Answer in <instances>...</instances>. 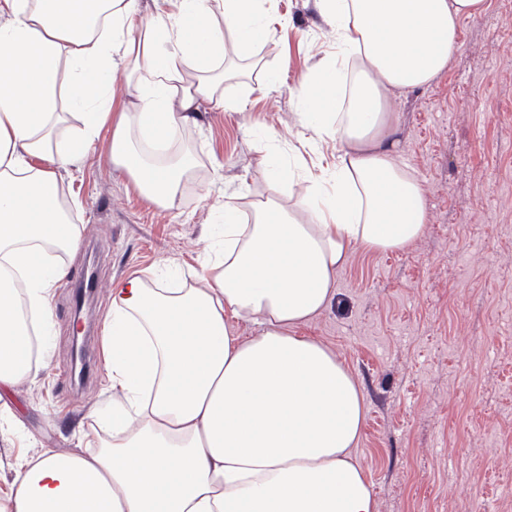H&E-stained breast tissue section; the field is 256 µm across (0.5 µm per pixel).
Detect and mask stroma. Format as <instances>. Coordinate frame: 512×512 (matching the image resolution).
Masks as SVG:
<instances>
[{"instance_id":"35a3bbf8","label":"stroma","mask_w":512,"mask_h":512,"mask_svg":"<svg viewBox=\"0 0 512 512\" xmlns=\"http://www.w3.org/2000/svg\"><path fill=\"white\" fill-rule=\"evenodd\" d=\"M465 20L447 71L427 88L394 94L400 149L420 179L430 214L406 249H357L336 276L331 305L296 328L331 348L366 398L356 448L377 512H486L512 506V0H489ZM279 18L257 47L260 65L224 84L240 111L202 103L178 129L194 172L175 203L146 197L110 158L103 130L77 161L60 168L64 199L81 241L58 255L68 270L52 300L50 351L33 380L0 397L11 427L0 432V501L18 459L46 448L81 447L94 410L112 401L97 327L111 288L135 273L197 266L224 193L283 195L261 182L268 153L294 164L331 162L303 150L296 115L301 76L333 50L313 0H272ZM276 134L269 145L267 134ZM94 265L99 292L90 310L89 371L70 380L74 287Z\"/></svg>"}]
</instances>
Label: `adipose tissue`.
<instances>
[{
  "label": "adipose tissue",
  "mask_w": 512,
  "mask_h": 512,
  "mask_svg": "<svg viewBox=\"0 0 512 512\" xmlns=\"http://www.w3.org/2000/svg\"><path fill=\"white\" fill-rule=\"evenodd\" d=\"M335 57L304 74L302 148L324 137L336 162L297 175L274 163L289 201L225 194L191 283L156 288L148 270L115 283L101 346L109 368L111 440L44 449L16 465L9 512H376L353 458L365 421L347 365L295 335L330 304L356 248L405 249L429 222L420 180L404 162L391 91L423 88L448 68L460 24L487 0H315ZM0 0V394L29 379L33 338L20 309L51 323L67 275L49 249L76 250L59 179L111 127L113 163L152 201L178 194L191 158L172 142L205 102L235 109L219 68L271 36L267 0ZM359 62L347 111L339 74ZM123 78L129 100L112 110ZM80 124L59 141V124ZM254 334L239 338L232 323Z\"/></svg>",
  "instance_id": "obj_1"
}]
</instances>
